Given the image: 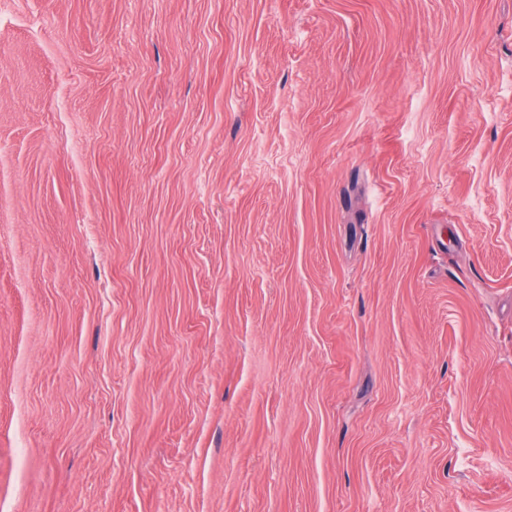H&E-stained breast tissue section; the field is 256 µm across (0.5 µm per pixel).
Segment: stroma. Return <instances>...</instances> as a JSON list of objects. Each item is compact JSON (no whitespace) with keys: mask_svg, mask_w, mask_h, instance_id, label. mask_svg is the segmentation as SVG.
<instances>
[{"mask_svg":"<svg viewBox=\"0 0 512 512\" xmlns=\"http://www.w3.org/2000/svg\"><path fill=\"white\" fill-rule=\"evenodd\" d=\"M0 512H512V0H0Z\"/></svg>","mask_w":512,"mask_h":512,"instance_id":"1","label":"stroma"}]
</instances>
